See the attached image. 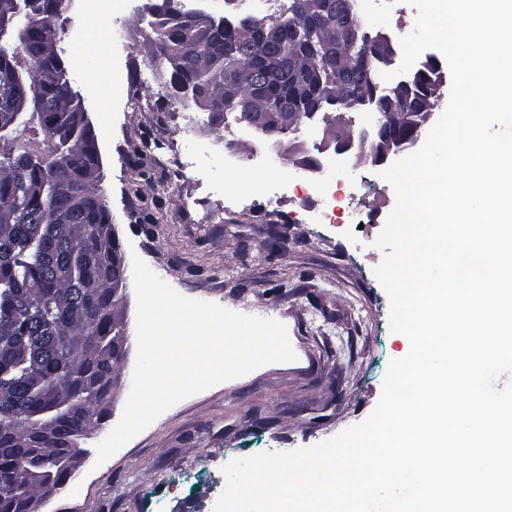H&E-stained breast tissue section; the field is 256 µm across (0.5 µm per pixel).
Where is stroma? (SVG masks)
<instances>
[{
    "mask_svg": "<svg viewBox=\"0 0 512 512\" xmlns=\"http://www.w3.org/2000/svg\"><path fill=\"white\" fill-rule=\"evenodd\" d=\"M149 2L124 0L112 48L123 89L113 97L92 93L88 74L97 61L76 49L79 34L89 48L98 45L84 28L81 0L70 9L74 22L60 42L96 135L100 195L121 250L137 253L186 297L275 314L296 358L179 401L100 464L97 446L119 421L131 387L137 346L129 344L108 417L79 440L84 458L74 480L46 497L41 512H214L224 465L309 447L362 423L379 401L389 362L404 350L375 275L384 258L377 228L336 235L305 223L291 199L272 205L259 192L225 207L224 144L236 143L244 160L258 140L233 122L205 125L194 104L168 97L163 69L149 62L153 33L136 19ZM138 89L149 98L143 110L127 100ZM145 137L187 150L195 141L208 143L216 153L211 175L177 174L152 160L153 177L143 179L132 148ZM154 197L162 204L149 224L142 203Z\"/></svg>",
    "mask_w": 512,
    "mask_h": 512,
    "instance_id": "1",
    "label": "stroma"
}]
</instances>
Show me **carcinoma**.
I'll return each mask as SVG.
<instances>
[{
  "label": "carcinoma",
  "mask_w": 512,
  "mask_h": 512,
  "mask_svg": "<svg viewBox=\"0 0 512 512\" xmlns=\"http://www.w3.org/2000/svg\"><path fill=\"white\" fill-rule=\"evenodd\" d=\"M166 2L154 12L153 59L162 60L170 45L186 50L183 68L167 72L170 96L178 85L194 84L232 118L277 112L295 99L319 114L376 112L388 123L396 148L423 132L443 101L444 70L434 55L395 84L378 80L377 70L393 65L397 50L386 34L359 27L350 0H285L264 15L239 12L234 23L211 28L203 46L175 22L176 10ZM65 8L66 0L34 4L60 32ZM17 26L28 31V42L14 67L66 97H47L43 109L29 116L51 140L49 156L15 149L12 135L0 141V431L35 433L51 425L75 444L85 436V425L44 410L70 395L88 414L98 413L99 395L85 387L84 374L110 373L116 366L112 337L120 329L98 313L124 284L126 270L121 262L102 263L112 255L114 237L103 201L83 210L84 223L73 224L58 200V175L75 184L95 163L91 152L63 156L69 142L83 137L70 117L84 107L63 60L42 66V36L31 18L15 17L12 27ZM257 82L263 92L258 102ZM90 343L98 347L94 363L88 360ZM22 472L39 479L28 488L32 495L59 490L71 477L51 454L38 462L31 449L1 436L0 477Z\"/></svg>",
  "instance_id": "1"
}]
</instances>
